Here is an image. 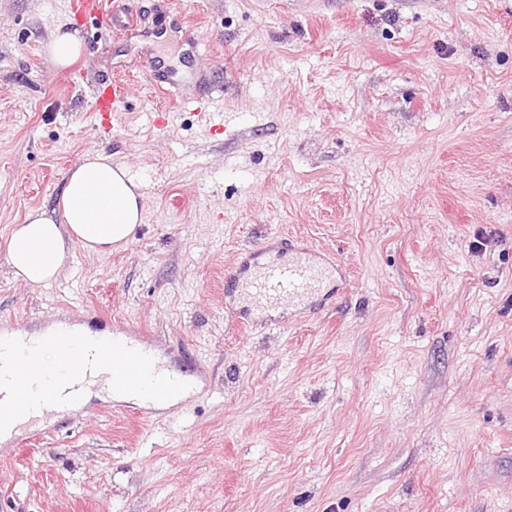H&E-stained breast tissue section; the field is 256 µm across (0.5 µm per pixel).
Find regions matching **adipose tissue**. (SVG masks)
<instances>
[{
	"label": "adipose tissue",
	"instance_id": "obj_1",
	"mask_svg": "<svg viewBox=\"0 0 512 512\" xmlns=\"http://www.w3.org/2000/svg\"><path fill=\"white\" fill-rule=\"evenodd\" d=\"M144 196L127 168L110 154H86L67 177L58 216L34 209L15 225L7 259L15 278L44 286L56 280L74 246L95 255L123 248L143 218Z\"/></svg>",
	"mask_w": 512,
	"mask_h": 512
}]
</instances>
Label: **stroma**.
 <instances>
[{"mask_svg": "<svg viewBox=\"0 0 512 512\" xmlns=\"http://www.w3.org/2000/svg\"><path fill=\"white\" fill-rule=\"evenodd\" d=\"M69 2L0 0V322L124 324L197 388L49 418L0 456V512H512V0H181L190 32L125 0L118 43ZM153 58L207 104L152 90ZM99 150L141 224L26 286L12 228ZM284 236L328 251L336 299L242 330L224 271ZM83 51V44L76 32L59 27L53 32L46 44V54L57 67L71 65ZM126 85L112 76L97 82L95 103L101 118L105 116L111 121V112H115L117 104L126 97Z\"/></svg>", "mask_w": 512, "mask_h": 512, "instance_id": "35a3bbf8", "label": "stroma"}]
</instances>
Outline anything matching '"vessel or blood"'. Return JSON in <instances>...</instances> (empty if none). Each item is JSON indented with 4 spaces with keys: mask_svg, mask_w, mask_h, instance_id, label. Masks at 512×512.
Returning a JSON list of instances; mask_svg holds the SVG:
<instances>
[{
    "mask_svg": "<svg viewBox=\"0 0 512 512\" xmlns=\"http://www.w3.org/2000/svg\"><path fill=\"white\" fill-rule=\"evenodd\" d=\"M73 7L83 19L108 22L113 39L131 36L138 29L125 0H73ZM126 93L119 80L109 76L99 80L95 103L100 116H110ZM332 270L318 251L291 245L249 269L237 266L227 271L224 287L244 298L236 320L251 328L269 324V312L282 305L307 308L331 299ZM74 336L70 324L61 321L37 330L14 322L0 325V443H17L22 429L70 413L93 380L103 384V394L109 398L137 395L151 405L184 398L187 381L169 373L151 346L131 337L125 325L94 331L88 342H75ZM48 341L61 347L64 366L55 377L45 379L34 362Z\"/></svg>",
    "mask_w": 512,
    "mask_h": 512,
    "instance_id": "vessel-or-blood-1",
    "label": "vessel or blood"
}]
</instances>
